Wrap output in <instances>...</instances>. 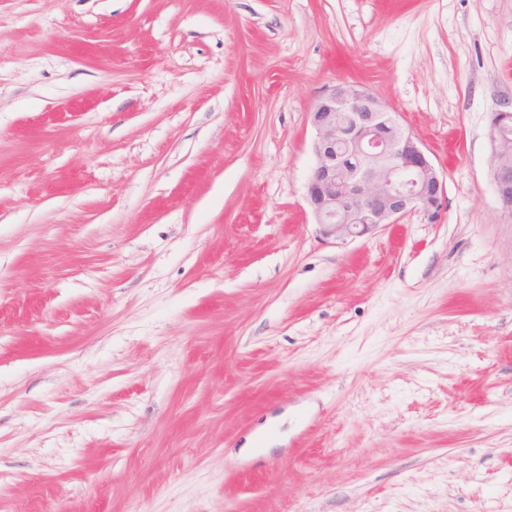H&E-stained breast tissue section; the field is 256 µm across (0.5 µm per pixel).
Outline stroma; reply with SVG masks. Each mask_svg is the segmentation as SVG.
Returning <instances> with one entry per match:
<instances>
[{
  "label": "stroma",
  "instance_id": "35a3bbf8",
  "mask_svg": "<svg viewBox=\"0 0 512 512\" xmlns=\"http://www.w3.org/2000/svg\"><path fill=\"white\" fill-rule=\"evenodd\" d=\"M341 83L438 223L320 236ZM507 103L512 0H0V512H512ZM489 139L492 144L490 172L495 193L502 210L510 215L512 212V143L500 139L495 126L489 128Z\"/></svg>",
  "mask_w": 512,
  "mask_h": 512
}]
</instances>
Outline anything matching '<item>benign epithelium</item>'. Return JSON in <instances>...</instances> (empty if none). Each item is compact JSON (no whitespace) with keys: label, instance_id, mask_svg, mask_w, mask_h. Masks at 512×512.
<instances>
[{"label":"benign epithelium","instance_id":"7a95c632","mask_svg":"<svg viewBox=\"0 0 512 512\" xmlns=\"http://www.w3.org/2000/svg\"><path fill=\"white\" fill-rule=\"evenodd\" d=\"M314 164L308 206L325 239L363 237L411 213L435 222L446 184L422 143L373 94L343 83L310 112ZM490 172L506 214L512 213V143L489 128Z\"/></svg>","mask_w":512,"mask_h":512}]
</instances>
